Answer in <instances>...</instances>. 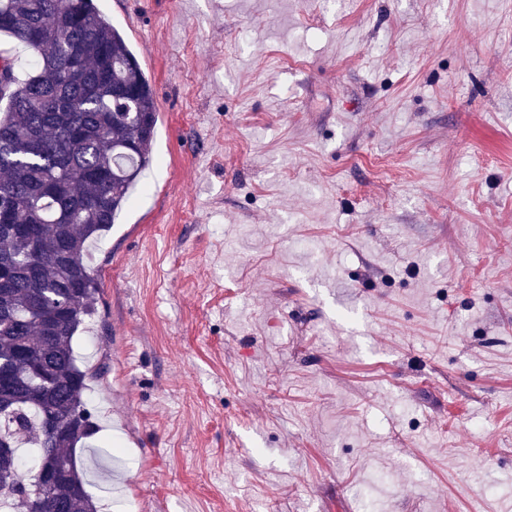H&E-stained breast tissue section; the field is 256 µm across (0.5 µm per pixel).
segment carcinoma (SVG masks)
<instances>
[{
	"label": "carcinoma",
	"mask_w": 512,
	"mask_h": 512,
	"mask_svg": "<svg viewBox=\"0 0 512 512\" xmlns=\"http://www.w3.org/2000/svg\"><path fill=\"white\" fill-rule=\"evenodd\" d=\"M0 32L36 54L32 73H10L24 95L0 90V199L10 210L0 223V443L23 436L38 449L35 467L62 469L38 488L20 456H0V501L15 512H99L75 455L97 430L84 399L92 374L74 352L101 294L86 248L151 162L156 97L92 0H0Z\"/></svg>",
	"instance_id": "1"
}]
</instances>
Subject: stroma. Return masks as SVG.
<instances>
[{
	"mask_svg": "<svg viewBox=\"0 0 512 512\" xmlns=\"http://www.w3.org/2000/svg\"><path fill=\"white\" fill-rule=\"evenodd\" d=\"M148 77L75 350L111 512H512V0H94Z\"/></svg>",
	"mask_w": 512,
	"mask_h": 512,
	"instance_id": "obj_1",
	"label": "stroma"
}]
</instances>
